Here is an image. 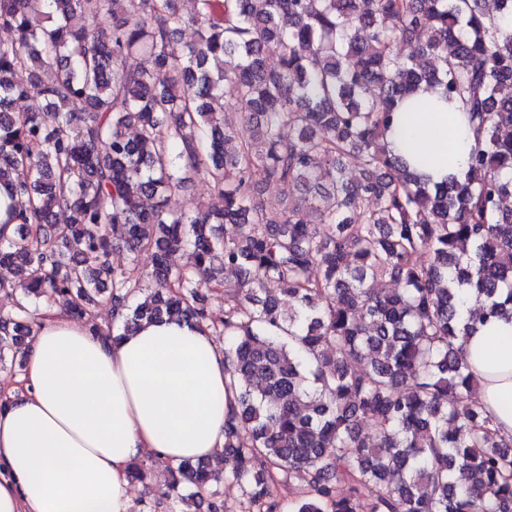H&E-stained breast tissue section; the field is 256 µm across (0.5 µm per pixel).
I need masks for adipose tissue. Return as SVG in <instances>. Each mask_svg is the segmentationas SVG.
Listing matches in <instances>:
<instances>
[{"label":"adipose tissue","instance_id":"ef3b65f1","mask_svg":"<svg viewBox=\"0 0 512 512\" xmlns=\"http://www.w3.org/2000/svg\"><path fill=\"white\" fill-rule=\"evenodd\" d=\"M387 137L433 182L463 177L475 146L465 113L420 91ZM479 405L512 436V320L464 337ZM224 349L183 321L110 339L59 305L38 312L23 392L0 408V512H133L131 465L210 458L224 447Z\"/></svg>","mask_w":512,"mask_h":512}]
</instances>
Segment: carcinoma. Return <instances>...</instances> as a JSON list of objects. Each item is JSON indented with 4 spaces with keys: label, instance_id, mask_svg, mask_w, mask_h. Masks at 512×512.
Listing matches in <instances>:
<instances>
[{
    "label": "carcinoma",
    "instance_id": "cac0c4a2",
    "mask_svg": "<svg viewBox=\"0 0 512 512\" xmlns=\"http://www.w3.org/2000/svg\"><path fill=\"white\" fill-rule=\"evenodd\" d=\"M180 4L0 0L13 34L0 40V190L15 224L0 266L16 276L0 294L23 298L0 315V366L45 298L86 322L108 302L104 336L190 322L224 334L228 366L224 449L170 470L165 496L192 512H227L223 480L242 490L239 512H512V437L471 400L459 348L466 294L487 300L486 319L512 316V0ZM189 25L197 40L177 54ZM139 56L153 69L131 66ZM423 84L469 114L461 180L430 184L384 140ZM195 174L222 207L172 211ZM267 183L303 198L269 211ZM224 224L236 237L217 235ZM115 245L152 254L148 286L112 267Z\"/></svg>",
    "mask_w": 512,
    "mask_h": 512
}]
</instances>
